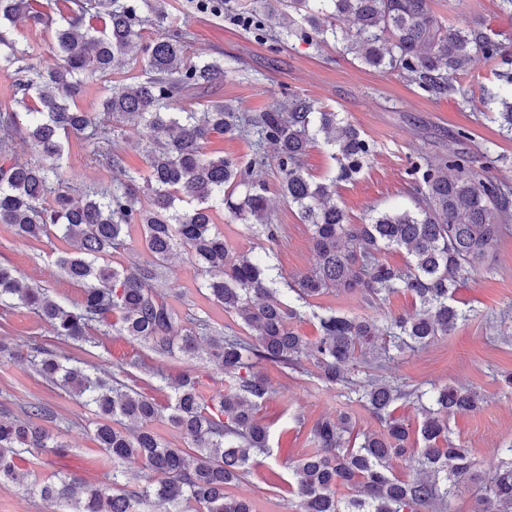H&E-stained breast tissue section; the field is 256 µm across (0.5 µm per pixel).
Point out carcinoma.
Returning <instances> with one entry per match:
<instances>
[{"label":"carcinoma","instance_id":"1","mask_svg":"<svg viewBox=\"0 0 512 512\" xmlns=\"http://www.w3.org/2000/svg\"><path fill=\"white\" fill-rule=\"evenodd\" d=\"M70 2L55 18L37 10L34 0H0V70L17 77L12 103L0 105V224L13 226L22 240L53 236L73 246L56 263L84 287V298L66 309L47 289L0 266V302L31 310L64 341L115 328L159 355L175 349L195 355L204 336L224 385L207 396L199 377L184 374L164 414L134 387L67 366L62 352L37 349L42 379L96 407L95 437L112 460V486L64 475L33 481L31 489L70 512H145L152 503L167 512H190L193 504L196 512H253L248 500L227 489L271 453L269 431L257 418L273 393L262 365L286 373L308 360L320 384L339 390L347 406L362 407L379 430L353 434L348 411L317 420L310 429L314 448L291 467L296 512H446L448 500L473 479L471 451L453 439L448 419L477 411L483 395L453 384L423 389L383 375L359 379L356 372L424 348L467 320L455 304V288L488 261L512 221V184L491 174L500 157L472 154L463 147L470 133L461 129V148L412 164L414 207L354 224L334 201L336 180L354 179L374 145L340 113L298 95L286 107L256 113L204 99L228 70L220 58L190 55L191 32L169 24L168 0ZM340 15L352 23L342 34L336 31ZM19 23L52 31L49 59H37L12 37ZM243 23L276 43L286 37L318 46L340 39L365 65L395 72L431 94H458L512 136V68L496 71L494 86L477 98L456 86L475 62L512 52L481 27L443 28L430 0H252ZM136 51L144 63L132 83L105 97L99 112L78 108L88 81L133 69ZM129 122L151 128L144 172L126 166L120 139ZM215 134L248 139L252 157L244 162L207 153ZM72 137L110 174L108 183L67 182ZM14 138L30 146L28 156L6 150ZM320 140L338 163L337 178L327 183L314 181L302 165L308 147ZM269 151L279 192L312 232L314 262L292 280L265 255L230 258L214 224V210L222 209L256 238L276 240L261 177ZM133 224L142 227L147 258L129 269L109 264L107 255L126 249L125 229ZM178 247L204 277L207 295L246 334L215 330L169 302L173 289L160 282L159 268ZM387 249L404 252V265L384 261ZM279 283L294 303L281 299ZM401 289L412 295L414 309L384 327L366 317L313 310L312 300L330 292L358 294L373 305ZM306 307L316 320L313 340L293 328ZM400 403L417 407L415 421L397 414ZM44 415L39 405L23 418L0 415V483L25 484L14 466L19 453L55 452L52 435L36 423ZM161 418L190 441L192 460L156 434L152 423ZM131 460L148 471L135 492L121 483ZM395 461L412 476L394 473ZM488 468L491 476L472 512H512V445L498 449ZM341 488L348 493L339 494Z\"/></svg>","mask_w":512,"mask_h":512}]
</instances>
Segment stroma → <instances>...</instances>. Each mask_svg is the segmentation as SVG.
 <instances>
[{
    "label": "stroma",
    "mask_w": 512,
    "mask_h": 512,
    "mask_svg": "<svg viewBox=\"0 0 512 512\" xmlns=\"http://www.w3.org/2000/svg\"><path fill=\"white\" fill-rule=\"evenodd\" d=\"M248 3L225 0L223 14L216 16L194 11L192 0H169L170 21L189 27L195 55L220 54L234 66V73L210 88L209 98L230 101L244 112H261L300 95L341 113L360 129L375 153L354 181L337 182L335 194L337 204L353 222L373 210L411 206L412 163L422 155L437 158L456 150L457 129L471 132L470 152L479 154L493 145L512 157V139L503 137L497 124L470 109L460 96H435L396 74L375 72L346 55L338 42L317 48L298 41L279 46L259 40L239 22ZM431 5L442 24L481 25L512 48V15L499 11L497 0H432ZM262 176L270 188L278 227L275 261L285 275L306 273L313 262L309 227L279 193L275 160H268ZM64 247V242L53 238L22 241L11 225L0 224V265L46 288L55 302L74 308L82 301L83 289L55 263ZM164 272L177 290L172 300L175 308L195 312L218 326L229 324L223 306L200 290L201 277L186 252L175 253ZM456 298L470 309L469 320L452 335L398 358L388 371L412 384L452 381L484 395L486 403L478 413L455 415L448 421L454 437L470 448L477 462L469 488L449 500L448 512H470L495 449L512 441V396L503 395L496 381L500 371L512 370V344L500 340L501 335L512 333V233L496 246L490 266L477 268L458 288ZM318 304L382 322L413 309V299L404 290L373 306L360 297L334 292L323 295ZM0 340L15 354L14 360L0 362V411L20 416L34 404L49 408L53 417L44 426L58 445L53 454H22L16 460L18 470L39 480L68 473L111 482L112 461L94 438L97 417L93 407L45 382L31 364L35 347L55 343L48 325L27 309L0 308ZM66 351L75 365H96L111 373L137 360L145 362V369L138 372L139 390L162 406L172 403V383L180 375L200 376L208 393L219 374L206 357L158 356L143 343L112 334L97 336L92 343L70 344ZM264 372L273 393L258 417L270 430L273 453L230 493L249 499L255 512H294L286 484L289 469L311 447L312 424L323 417H336L344 399L338 390L322 387L304 374L287 378L270 364ZM0 512H68V508L7 482L0 484Z\"/></svg>",
    "instance_id": "stroma-1"
}]
</instances>
